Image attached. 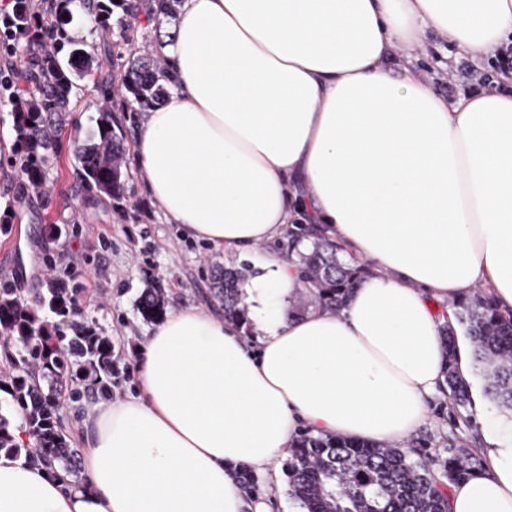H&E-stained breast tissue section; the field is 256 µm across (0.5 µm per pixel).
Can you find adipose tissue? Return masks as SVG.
I'll use <instances>...</instances> for the list:
<instances>
[{"instance_id":"1","label":"adipose tissue","mask_w":512,"mask_h":512,"mask_svg":"<svg viewBox=\"0 0 512 512\" xmlns=\"http://www.w3.org/2000/svg\"><path fill=\"white\" fill-rule=\"evenodd\" d=\"M431 34L491 59L512 0H182L136 168L183 237L251 253L261 335L172 309L132 395L76 403L79 477L0 453V512H269L235 470L266 471L298 428L401 445L425 423L451 301L481 287L512 314V93L448 103L395 61ZM296 224L369 263L342 310L291 313L303 284L270 245ZM484 439L449 512H512V420Z\"/></svg>"}]
</instances>
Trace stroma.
Wrapping results in <instances>:
<instances>
[{"label":"stroma","instance_id":"1","mask_svg":"<svg viewBox=\"0 0 512 512\" xmlns=\"http://www.w3.org/2000/svg\"><path fill=\"white\" fill-rule=\"evenodd\" d=\"M428 54L405 52L422 77L449 101L471 88L469 80L449 82L468 61L452 44L431 40ZM101 95L91 81H79L70 95L69 110L58 132L57 152L47 163L46 185L39 190L19 187L12 105L0 99V213L11 214L12 231L0 234V282H8L22 295L39 287L47 272L71 274L81 284L80 302L87 317L112 335L126 376L123 395L136 387V356L140 343L153 327L136 309V301L150 277H161L171 305L196 306L221 313L209 294L210 265H249L248 257L221 252L202 242H192L166 223L159 206L149 196L138 172H131L123 207L109 200L88 197L81 187L72 145L95 126ZM70 224L76 233L48 242L45 225ZM464 378L469 400L452 406L447 387H440L424 425L412 436L415 454L439 461L456 450L482 443V420L499 410L484 391L478 370L468 369Z\"/></svg>","mask_w":512,"mask_h":512}]
</instances>
